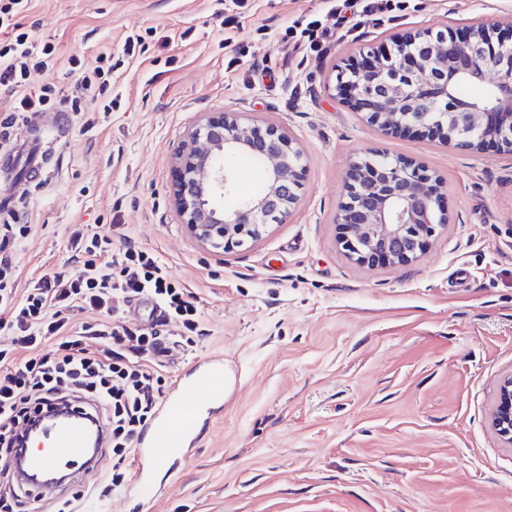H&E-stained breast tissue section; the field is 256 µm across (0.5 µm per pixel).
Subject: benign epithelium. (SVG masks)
Wrapping results in <instances>:
<instances>
[{
	"mask_svg": "<svg viewBox=\"0 0 512 512\" xmlns=\"http://www.w3.org/2000/svg\"><path fill=\"white\" fill-rule=\"evenodd\" d=\"M462 83L489 87L464 100ZM336 94L385 130L427 131L457 147L496 143L512 150V34L473 25L462 33H407L393 47L338 72ZM257 163L261 194L234 195L231 161ZM174 200L186 231L201 244L230 250L283 222L303 188L300 153L273 124L260 128L237 112L203 118L175 153ZM441 185L415 163L363 157L349 169L337 214L346 254L361 265L416 259L446 226ZM491 426L512 446V376L499 386Z\"/></svg>",
	"mask_w": 512,
	"mask_h": 512,
	"instance_id": "benign-epithelium-1",
	"label": "benign epithelium"
}]
</instances>
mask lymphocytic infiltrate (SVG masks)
Here are the masks:
<instances>
[{
	"mask_svg": "<svg viewBox=\"0 0 512 512\" xmlns=\"http://www.w3.org/2000/svg\"><path fill=\"white\" fill-rule=\"evenodd\" d=\"M25 6L26 0H0V27L14 31L0 43V90L13 98L8 127L20 113L73 110L78 103L54 98L48 88L30 90V72L52 64L56 48L17 23ZM118 230L115 224L104 230L79 225L69 235L82 258L79 270L43 275L21 297L13 287L12 255L0 246V330L12 343L0 349V512H29L30 491L14 481L10 459L22 446L21 429L58 402L93 404L108 428L113 464L94 492L97 501L123 489L134 442L162 394L166 344H188L202 334L193 295L156 253L129 242L113 248ZM106 251L112 254L108 265L100 261ZM140 297L152 299L162 315L132 329L123 308ZM75 310L94 314V322L74 325Z\"/></svg>",
	"mask_w": 512,
	"mask_h": 512,
	"instance_id": "obj_1",
	"label": "lymphocytic infiltrate"
}]
</instances>
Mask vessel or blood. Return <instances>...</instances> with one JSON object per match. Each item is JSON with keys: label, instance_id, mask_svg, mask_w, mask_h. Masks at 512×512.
I'll return each mask as SVG.
<instances>
[{"label": "vessel or blood", "instance_id": "b4317fda", "mask_svg": "<svg viewBox=\"0 0 512 512\" xmlns=\"http://www.w3.org/2000/svg\"><path fill=\"white\" fill-rule=\"evenodd\" d=\"M228 392V372L224 359L215 355L197 361L177 376L172 390L153 415L137 441L133 476L125 495L139 500L157 493L159 463L187 458L200 441V427ZM46 445L28 453L25 467L38 472L63 469L67 478H91L96 462L90 459L84 434L73 422L48 425Z\"/></svg>", "mask_w": 512, "mask_h": 512}]
</instances>
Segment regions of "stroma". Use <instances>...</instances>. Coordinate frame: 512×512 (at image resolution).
Masks as SVG:
<instances>
[{
  "label": "stroma",
  "instance_id": "1",
  "mask_svg": "<svg viewBox=\"0 0 512 512\" xmlns=\"http://www.w3.org/2000/svg\"><path fill=\"white\" fill-rule=\"evenodd\" d=\"M31 0L18 21L56 47L29 86L76 93L70 64L112 56V110L83 99L59 118L32 178L15 153L46 118L0 147L17 291L77 265L69 227L121 224L195 296L202 336L166 361L162 389L220 355L231 386L193 455L159 468L148 501L108 512H512V447L490 424L512 375V152L469 151L385 132L333 90L349 58L391 38L512 25V0ZM332 29L322 53L295 51ZM141 38L134 53L127 36ZM210 112L278 126L300 151L304 189L288 220L216 252L185 229L173 152ZM411 160L443 186L448 223L404 265L364 266L336 222L351 164Z\"/></svg>",
  "mask_w": 512,
  "mask_h": 512
}]
</instances>
